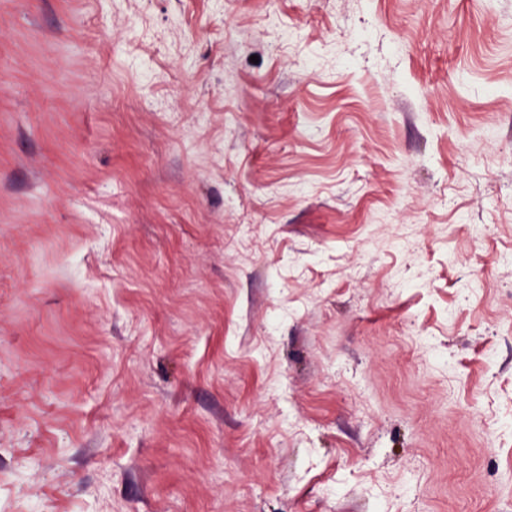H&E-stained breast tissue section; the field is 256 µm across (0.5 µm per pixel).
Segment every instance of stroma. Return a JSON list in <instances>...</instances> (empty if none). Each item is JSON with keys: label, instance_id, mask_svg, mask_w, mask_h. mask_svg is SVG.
<instances>
[{"label": "stroma", "instance_id": "1", "mask_svg": "<svg viewBox=\"0 0 512 512\" xmlns=\"http://www.w3.org/2000/svg\"><path fill=\"white\" fill-rule=\"evenodd\" d=\"M508 252L512 0H0V512H512Z\"/></svg>", "mask_w": 512, "mask_h": 512}]
</instances>
